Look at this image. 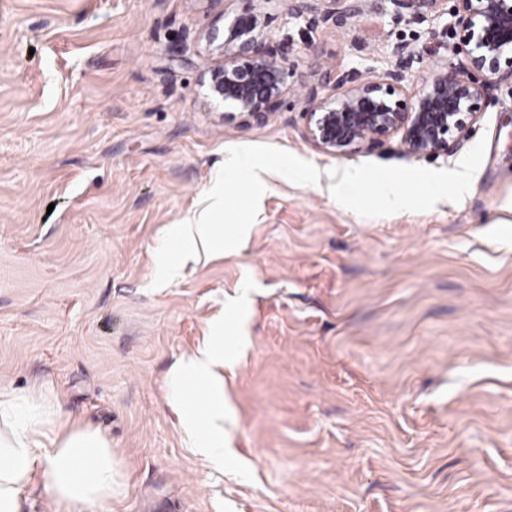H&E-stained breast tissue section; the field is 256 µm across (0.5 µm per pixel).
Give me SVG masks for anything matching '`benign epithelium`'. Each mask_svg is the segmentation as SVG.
<instances>
[{
	"label": "benign epithelium",
	"instance_id": "benign-epithelium-1",
	"mask_svg": "<svg viewBox=\"0 0 512 512\" xmlns=\"http://www.w3.org/2000/svg\"><path fill=\"white\" fill-rule=\"evenodd\" d=\"M324 17L343 24L355 12L336 10L341 0H321ZM396 11L410 21L442 11L446 0H392ZM457 50L466 57L468 76L439 72L430 85L406 96V47L394 50L396 62L380 80H362L354 73L324 76L341 89L331 99L320 88H307L309 107L303 117L315 145L334 156L372 151L400 136V145L412 156L446 155L460 148L474 128L488 89L512 79V0H455ZM224 63L210 71L212 96L232 104L236 111L262 120L282 106L288 66L277 58L259 26L257 15L239 16L220 46Z\"/></svg>",
	"mask_w": 512,
	"mask_h": 512
}]
</instances>
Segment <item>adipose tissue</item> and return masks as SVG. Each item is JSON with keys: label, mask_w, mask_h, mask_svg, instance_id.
<instances>
[{"label": "adipose tissue", "mask_w": 512, "mask_h": 512, "mask_svg": "<svg viewBox=\"0 0 512 512\" xmlns=\"http://www.w3.org/2000/svg\"><path fill=\"white\" fill-rule=\"evenodd\" d=\"M223 209V199L212 195L208 207L183 226L181 254L220 246L213 220ZM223 362L224 339L214 336L171 376L177 389L189 382L205 385L206 417L185 411L183 425L195 437L197 452L219 467L224 464V387L216 369ZM37 474L63 512H104L123 485L104 435L70 424L57 400L0 390V512H20L21 494Z\"/></svg>", "instance_id": "1"}]
</instances>
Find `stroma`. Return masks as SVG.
I'll return each mask as SVG.
<instances>
[{"label": "stroma", "mask_w": 512, "mask_h": 512, "mask_svg": "<svg viewBox=\"0 0 512 512\" xmlns=\"http://www.w3.org/2000/svg\"><path fill=\"white\" fill-rule=\"evenodd\" d=\"M356 6L338 25L291 0H0V389L111 440L105 512H512V82L452 154L324 153L302 113L309 86L336 97L326 71L381 79L399 45L408 93L464 71L452 11ZM252 8L290 67L259 122L208 89ZM244 152L265 184L225 171ZM349 169L358 209L328 190ZM456 170L464 198L429 194ZM218 181L223 254L166 279ZM387 183L408 208L380 207ZM218 330L220 469L168 382Z\"/></svg>", "instance_id": "1"}]
</instances>
